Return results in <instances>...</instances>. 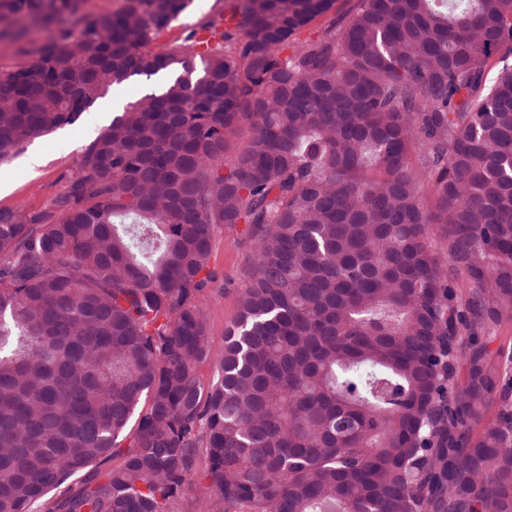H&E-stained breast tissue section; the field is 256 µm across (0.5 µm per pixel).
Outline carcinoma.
<instances>
[{
  "mask_svg": "<svg viewBox=\"0 0 512 512\" xmlns=\"http://www.w3.org/2000/svg\"><path fill=\"white\" fill-rule=\"evenodd\" d=\"M191 3L0 0L62 22L0 76L1 163L176 74L0 208V512H180L201 455L195 512H512V0H357L308 45L335 0H233L160 44ZM221 224L256 252L214 354ZM357 0H336L335 10L317 17L308 27L294 36L296 43H308L318 40L323 31L336 20V25L342 17L352 11L356 6ZM156 79L158 77L146 82L133 78L112 87L76 124L35 141L13 160L0 163V181L8 187L0 196V207L20 206L34 211L50 208L54 198L66 189L68 179L78 173L82 148L109 124L116 107L141 97L146 86ZM32 147L43 152L44 161L40 167L29 171L23 166L22 158Z\"/></svg>",
  "mask_w": 512,
  "mask_h": 512,
  "instance_id": "obj_1",
  "label": "carcinoma"
}]
</instances>
